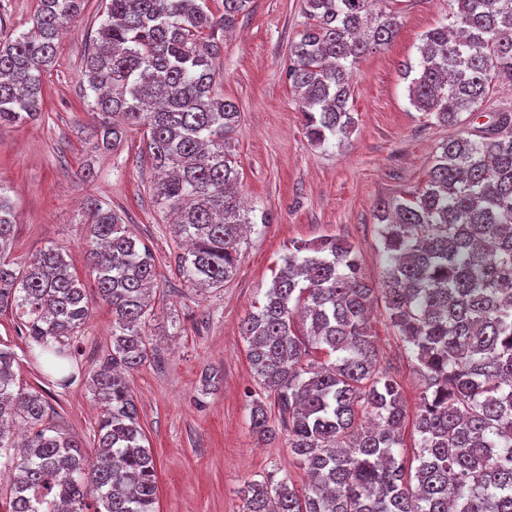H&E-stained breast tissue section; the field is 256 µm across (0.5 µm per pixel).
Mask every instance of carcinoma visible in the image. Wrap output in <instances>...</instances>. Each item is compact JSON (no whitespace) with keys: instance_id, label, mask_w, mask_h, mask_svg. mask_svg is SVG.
<instances>
[{"instance_id":"1","label":"carcinoma","mask_w":512,"mask_h":512,"mask_svg":"<svg viewBox=\"0 0 512 512\" xmlns=\"http://www.w3.org/2000/svg\"><path fill=\"white\" fill-rule=\"evenodd\" d=\"M250 2L224 0L215 13L207 0H106L81 69L95 94L94 148L110 149L129 126L148 129L162 173L153 196L182 244L175 267L198 288L224 287L246 225L272 223L242 205L239 106L212 95L224 33ZM377 2L305 0L310 23L289 48L287 76L313 146L349 139L352 69L397 35V16ZM453 2L452 25L429 30L418 62L402 67L410 103L460 132L438 145L421 193L383 205L379 287L347 239L295 241L241 326L262 390L252 430L263 442L287 432L309 477L300 488L287 476L248 483L243 512H512V114L484 130L463 118L490 88L512 87V0ZM83 5L38 0L31 26L0 38V127L38 120L43 75ZM82 223L96 300L112 312L111 353L92 375L98 453L49 425L46 397L16 384L15 353L1 347L0 449L23 448L11 512H157L155 461L128 383L148 357L154 259L106 203L88 199ZM16 224L0 186V305L58 370L91 298L57 246L10 260ZM376 300L418 375L411 458L404 383L368 330Z\"/></svg>"}]
</instances>
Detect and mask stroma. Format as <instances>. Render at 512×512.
I'll return each mask as SVG.
<instances>
[{"instance_id":"35a3bbf8","label":"stroma","mask_w":512,"mask_h":512,"mask_svg":"<svg viewBox=\"0 0 512 512\" xmlns=\"http://www.w3.org/2000/svg\"><path fill=\"white\" fill-rule=\"evenodd\" d=\"M453 0H384L400 21L385 49L356 64L349 108L355 119L348 141L324 148L305 137L298 97L284 64L307 19L303 0H252L216 61L217 97L235 101L241 124L235 142L240 190L248 206L273 214L254 225L242 247L236 275L224 287L199 293L175 270L177 247L167 213L152 195L156 180L144 127L127 128L120 143L95 150L85 132L91 123V91L79 79L89 39L104 19L101 0H86L68 25L60 51L43 76L38 122L0 128V185L16 208L14 261L54 244L66 250L71 271L94 290L85 253L82 204L96 196L123 216L151 249L158 288L146 327V362L129 376L146 444L157 466L158 512H242L240 490L265 475L306 476L296 466L286 435L258 441L250 400L258 390L240 336L242 322L264 299L272 271L292 242L338 235L362 257L372 282L381 281L386 256L378 235L381 202L408 198L426 185L439 143L457 130L409 102L401 65L416 60L425 33L447 24ZM94 174L84 180L81 165ZM370 332L380 360L392 364L406 386L409 405L418 401L414 365L375 306ZM112 315L91 303L79 331L77 352L62 372L52 371L19 334L12 310L0 311V344L18 361L17 381L45 395L49 421L95 453L99 409L91 377L107 357ZM220 371L206 385L207 370Z\"/></svg>"}]
</instances>
